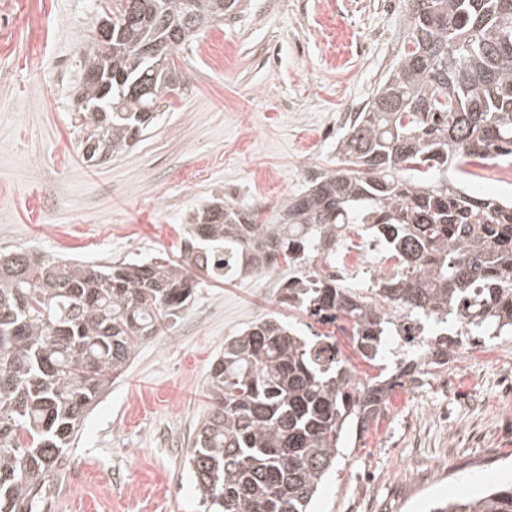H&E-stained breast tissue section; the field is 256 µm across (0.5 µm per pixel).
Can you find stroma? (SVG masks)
Segmentation results:
<instances>
[{"mask_svg":"<svg viewBox=\"0 0 512 512\" xmlns=\"http://www.w3.org/2000/svg\"><path fill=\"white\" fill-rule=\"evenodd\" d=\"M106 0H0V249L28 245L95 264L178 258L181 226L213 198L271 216L318 172L397 59L404 0H241L183 47L187 90L124 152L91 166L71 125L80 47ZM277 277L207 280L145 343L86 417L46 488L52 512H200L186 465L225 338L272 314L327 328L277 302ZM485 361L449 355L392 390L350 444L314 512H429L512 479V337Z\"/></svg>","mask_w":512,"mask_h":512,"instance_id":"stroma-1","label":"stroma"}]
</instances>
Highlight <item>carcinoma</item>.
<instances>
[{"label": "carcinoma", "mask_w": 512, "mask_h": 512, "mask_svg": "<svg viewBox=\"0 0 512 512\" xmlns=\"http://www.w3.org/2000/svg\"><path fill=\"white\" fill-rule=\"evenodd\" d=\"M236 0H112L82 44L73 126L88 162L125 151L182 94L174 54ZM408 40L338 141L346 169L322 171L271 218L216 200L191 216L184 261L107 265L0 253V512H32L100 397L140 346L215 278L277 272L278 301L322 325L345 322L362 356L405 316L467 318L512 336V200L467 190V166L512 159V0H406ZM150 92L139 95L140 84ZM357 224L390 245L400 274L341 288L331 264ZM456 341L430 344L448 364ZM333 336L307 341L274 317L224 341L187 464L204 512H312L341 449L386 407ZM433 512H512V481Z\"/></svg>", "instance_id": "carcinoma-1"}]
</instances>
